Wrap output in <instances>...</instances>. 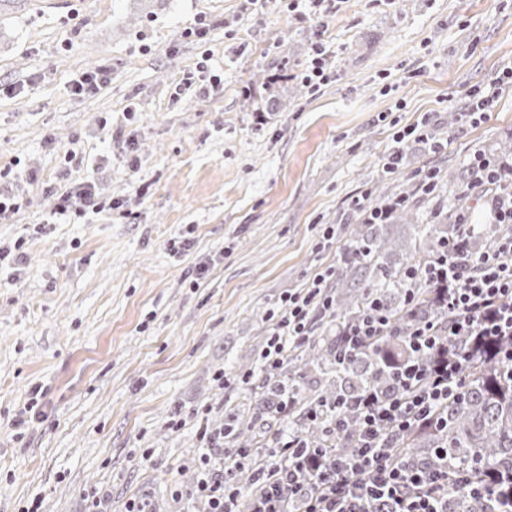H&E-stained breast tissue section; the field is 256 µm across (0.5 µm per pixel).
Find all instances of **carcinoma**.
I'll use <instances>...</instances> for the list:
<instances>
[{
	"mask_svg": "<svg viewBox=\"0 0 512 512\" xmlns=\"http://www.w3.org/2000/svg\"><path fill=\"white\" fill-rule=\"evenodd\" d=\"M454 206L439 210L425 224L420 213L404 207L392 218L412 227V237L395 240L381 224L363 216L365 229L355 233L356 246L346 260V273L357 278L336 281V295L327 310L329 326L324 336H313L288 350L275 374H263L250 388L249 403L235 405L224 415V444L229 448H262L270 454L277 442L269 439L273 426L288 422L296 440L311 447L328 448L340 455L354 450L361 421L349 403L366 392L387 393L399 368L411 361L427 363L431 355L409 348L405 331L425 319L448 325V314L435 300V290L424 280L410 279L411 267L428 264L439 241L457 234L455 212L469 207V198L447 190ZM376 298L395 320V330L357 347H343L332 335L354 325L366 303ZM512 339L475 345L450 337L448 352H470L463 366L459 394L435 414L436 422L416 428L394 442V452L432 469L453 470L473 459V478L488 486L492 498L512 497ZM291 402L288 417L281 416V402ZM339 420V426L333 420ZM448 449L443 458L438 449ZM236 480L249 489L238 501L239 512H249L252 501L278 480L265 469L245 466ZM446 512H488L482 498L448 490Z\"/></svg>",
	"mask_w": 512,
	"mask_h": 512,
	"instance_id": "cac0c4a2",
	"label": "carcinoma"
}]
</instances>
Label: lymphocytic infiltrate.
Returning <instances> with one entry per match:
<instances>
[{"label": "lymphocytic infiltrate", "instance_id": "1", "mask_svg": "<svg viewBox=\"0 0 512 512\" xmlns=\"http://www.w3.org/2000/svg\"><path fill=\"white\" fill-rule=\"evenodd\" d=\"M457 236L439 243L435 259L411 269L410 278L423 279L436 290L448 313L447 327L425 320L406 331L412 351L432 354L431 363H413L399 370L391 394L366 393L353 402L363 421L356 450L346 458H330L321 448L285 441L277 453L258 459L251 448L236 449L234 468H227L213 452L223 449L224 436L206 433L208 450L197 462L200 479L196 492L209 499L212 512H236L241 495L234 469L261 463L287 481L291 495L304 499V512H444L443 493L449 485L477 494L480 484L455 471L431 470L404 461L393 453L392 440L431 423L437 409L454 398L457 375L467 355L448 350L446 336H466L477 343L512 338V233L492 237L481 252L466 249L474 230L470 213L456 216ZM333 268L313 278L306 292L288 294L262 354L266 370H274L287 344L304 341L316 307H329L324 290ZM392 319L378 301H371L360 322L345 329L341 338L351 346L387 335Z\"/></svg>", "mask_w": 512, "mask_h": 512}]
</instances>
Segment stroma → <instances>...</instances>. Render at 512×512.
I'll return each mask as SVG.
<instances>
[{
	"label": "stroma",
	"instance_id": "35a3bbf8",
	"mask_svg": "<svg viewBox=\"0 0 512 512\" xmlns=\"http://www.w3.org/2000/svg\"><path fill=\"white\" fill-rule=\"evenodd\" d=\"M510 67L512 0H337L304 18L285 0H0V190L23 197L0 248L25 241L0 267V512H208L202 433L260 378L282 299L344 270L356 200L412 187L425 212L427 171L468 182L474 153L512 160V88L461 117ZM94 68L107 86L74 97ZM423 120L431 142L385 172ZM90 176L101 212L56 218ZM505 81L512 83V69L503 71L496 79L498 83H504ZM496 82L490 83L486 88L476 87L469 92L472 99L471 109L469 112H465L464 118L471 117L473 121L477 120L474 116L483 114L478 112H486L492 108L499 97L500 88Z\"/></svg>",
	"mask_w": 512,
	"mask_h": 512
}]
</instances>
